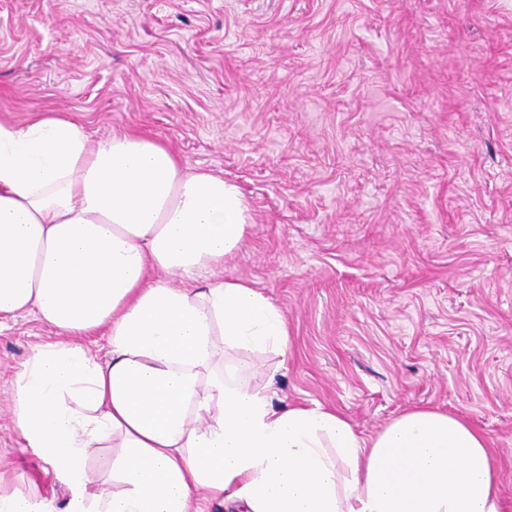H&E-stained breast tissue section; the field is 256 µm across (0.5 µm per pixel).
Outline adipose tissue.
<instances>
[{"mask_svg":"<svg viewBox=\"0 0 512 512\" xmlns=\"http://www.w3.org/2000/svg\"><path fill=\"white\" fill-rule=\"evenodd\" d=\"M251 227L236 184L154 138L95 140L58 112L0 123V320L31 313L70 337L33 350L12 421L66 487L64 512H196L200 499L239 512H501L489 440L462 418L416 408L362 439L334 409L277 407L245 376H216L226 351L288 346L262 291L198 284ZM101 328L105 360L78 342ZM104 441L112 464L91 474Z\"/></svg>","mask_w":512,"mask_h":512,"instance_id":"ef3b65f1","label":"adipose tissue"}]
</instances>
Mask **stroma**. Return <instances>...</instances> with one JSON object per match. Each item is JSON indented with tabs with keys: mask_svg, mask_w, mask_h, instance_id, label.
I'll use <instances>...</instances> for the list:
<instances>
[{
	"mask_svg": "<svg viewBox=\"0 0 512 512\" xmlns=\"http://www.w3.org/2000/svg\"><path fill=\"white\" fill-rule=\"evenodd\" d=\"M147 135L246 196L215 278L284 313L249 355L275 406L360 437L414 408L489 438L512 512V0H0V122ZM0 326V490L68 493L12 423L17 372L63 341Z\"/></svg>",
	"mask_w": 512,
	"mask_h": 512,
	"instance_id": "obj_1",
	"label": "stroma"
}]
</instances>
